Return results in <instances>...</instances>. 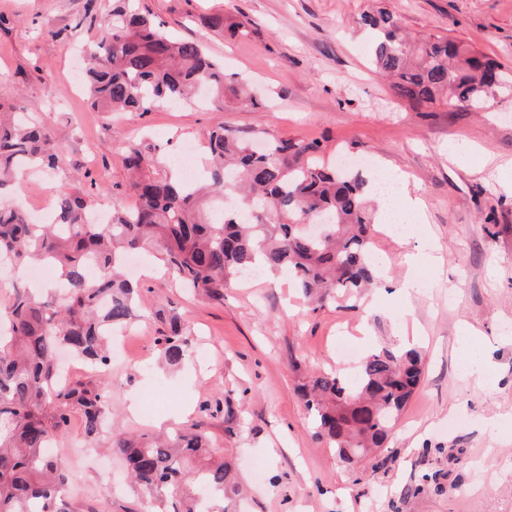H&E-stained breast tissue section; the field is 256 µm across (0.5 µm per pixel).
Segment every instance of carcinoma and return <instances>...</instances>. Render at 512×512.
Segmentation results:
<instances>
[{
    "mask_svg": "<svg viewBox=\"0 0 512 512\" xmlns=\"http://www.w3.org/2000/svg\"><path fill=\"white\" fill-rule=\"evenodd\" d=\"M136 0H112V11L90 46L86 89L101 112H148L160 101H197L220 109L262 99L243 82H224V63L195 40L169 34L135 9ZM209 28L234 36L245 23ZM361 24L375 31L371 61L411 106L442 103L460 111L512 89V70L445 36L415 38L383 8ZM210 165L193 184L181 168L165 164L158 147H131L125 157L129 189L137 198L112 222L90 220L91 200L65 185L55 189V219L35 224L20 208L0 207V261H36L57 272L60 288L37 299L15 286L0 302V512H70L60 460L45 452L81 415L85 436L102 432L112 384L56 381L62 351L95 367L109 360L112 329L142 317L138 284L122 273L125 256L151 248L185 288L224 299L232 279L258 270L288 271L317 308L354 300L375 283L379 267L369 258L374 214L364 200L368 180L326 163L316 142L269 139L257 149L222 124L208 136ZM50 129L25 112L0 111V188L26 168L55 166ZM226 194L242 198L239 211L218 210ZM320 219L324 234L304 225ZM159 340L161 355L177 367L192 354L181 316L169 317ZM424 372L416 350L375 348L361 357L353 379L317 372L298 386L316 436L344 462L382 448L419 387ZM112 451L129 465L135 484L152 494L176 495L172 512H226L236 493L231 464L211 461L208 438L186 432L151 445L112 434Z\"/></svg>",
    "mask_w": 512,
    "mask_h": 512,
    "instance_id": "obj_1",
    "label": "carcinoma"
}]
</instances>
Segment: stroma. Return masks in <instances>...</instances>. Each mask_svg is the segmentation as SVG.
<instances>
[{
    "mask_svg": "<svg viewBox=\"0 0 512 512\" xmlns=\"http://www.w3.org/2000/svg\"><path fill=\"white\" fill-rule=\"evenodd\" d=\"M182 39L205 42L269 106L224 112L158 105L107 114L71 81L111 0H0V102L48 126L59 156L53 172L22 176L0 204L36 210L65 184L92 192L102 216L132 206L124 167L130 143L179 153L217 124L265 137L317 141L323 156L400 170L421 199L407 234L378 226L386 260L378 287L358 310L310 311L288 277L236 280L211 302L156 271L140 273L144 314L127 357L112 360V425L141 438L197 428L240 474L237 512H512V98L495 111L412 108L370 61L360 15L382 7L415 36L444 35L512 67V0H140ZM219 12L248 22L231 38L197 23ZM415 290L401 298L399 288ZM187 321L193 353L163 369L159 313ZM475 333L485 380L468 378L459 333ZM357 354L408 342L426 359L424 381L385 447L341 462L315 438L295 387L337 367L336 338ZM57 451L70 512H165L166 502L132 487L125 462L88 446L73 417Z\"/></svg>",
    "mask_w": 512,
    "mask_h": 512,
    "instance_id": "1",
    "label": "stroma"
}]
</instances>
